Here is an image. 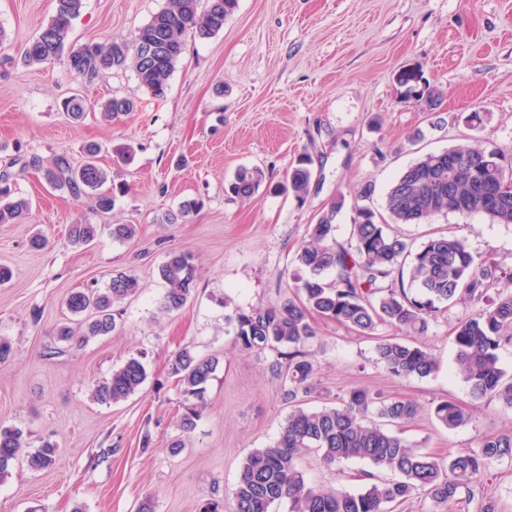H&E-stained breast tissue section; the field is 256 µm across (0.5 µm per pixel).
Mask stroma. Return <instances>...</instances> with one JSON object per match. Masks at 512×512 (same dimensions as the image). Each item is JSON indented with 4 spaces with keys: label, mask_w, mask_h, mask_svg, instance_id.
Returning a JSON list of instances; mask_svg holds the SVG:
<instances>
[{
    "label": "stroma",
    "mask_w": 512,
    "mask_h": 512,
    "mask_svg": "<svg viewBox=\"0 0 512 512\" xmlns=\"http://www.w3.org/2000/svg\"><path fill=\"white\" fill-rule=\"evenodd\" d=\"M165 0H84L73 20L71 45L125 40ZM55 11V0H0V175L32 210L0 224V264L13 271L0 287V336L12 353L0 362V424L21 428L30 448L57 446L52 469L20 466L0 482V512H198L215 498L234 512L232 489L244 457L272 445L290 408L269 364L273 352L240 351L227 315L274 304L293 293L296 252L310 224L332 203L338 244L351 247L355 197L365 183L372 208L384 212L386 194L421 156L461 144L512 150V0H238L219 33L186 34L182 59L164 98L139 84L132 69L94 81L59 62L22 59ZM416 73L436 106L407 97L398 77ZM79 94L86 110L71 121L65 98ZM130 97L134 112L104 121L99 102ZM472 112L482 124H466ZM98 143V164L119 186L111 211L89 197L51 188L44 171L56 155L73 162ZM131 145V161L117 146ZM313 178L304 201L278 192L300 154ZM257 167L264 180L248 200L232 198L226 183L240 167ZM201 201L178 224L164 223L181 201ZM96 224L87 246L72 245L69 228ZM111 224H133L135 238L112 239ZM411 249L443 233L464 242L476 261L512 273V224L482 214H438L425 224H396ZM46 249L30 246L34 232ZM186 250L197 267L196 294L176 313L161 309L158 268L171 250ZM138 281L137 292L113 309L116 328L88 342L64 341L72 320L63 304L75 290L106 288L113 274ZM479 306L445 304L421 341L438 359L425 378L390 377L377 361L375 341L336 322L314 319L308 349L319 391L307 408L338 405L354 387L383 398L416 402L404 427L413 446L445 457L478 449L488 436L512 433V410L487 397L476 401L454 369L453 329ZM194 346L220 364L206 393L207 407L190 435L178 419L182 398L168 376L169 359ZM142 356L148 378L123 402L94 401V384L130 356ZM450 399L470 417L448 429L432 409ZM185 446L171 455L169 443ZM364 465L325 466L316 453L302 460L313 485L359 488ZM512 512V460L493 462L473 497L438 504L419 492L394 512Z\"/></svg>",
    "instance_id": "1"
}]
</instances>
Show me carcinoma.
<instances>
[{"instance_id":"cac0c4a2","label":"carcinoma","mask_w":512,"mask_h":512,"mask_svg":"<svg viewBox=\"0 0 512 512\" xmlns=\"http://www.w3.org/2000/svg\"><path fill=\"white\" fill-rule=\"evenodd\" d=\"M199 0H165L164 6L137 30L128 41L108 45L89 42L68 47L72 20L80 13L83 0H56L55 14L26 46L29 64L62 61L66 68L92 81L112 69L133 68L140 86L154 98L166 95L168 80L178 66L183 51L182 36L192 28L201 38H209L224 28L238 0H209L197 15ZM103 118L110 122L135 111L130 98L112 97L101 104ZM101 147L85 148L87 161L76 167L59 155L45 178L57 189L75 197L91 195L96 209H112L113 192L103 190L108 172L96 163ZM311 160L301 154L292 163L284 190L298 201L307 196L312 180ZM512 153L498 147L458 145L437 153H427L403 170L387 192L385 209L395 224H421L440 213L454 212L460 200L473 212L484 207L482 188L507 177ZM263 172L257 167L238 169L228 181L226 192L246 200L261 185ZM453 195H448V185ZM375 187L362 186L354 205L352 224L354 246L346 249L334 237L336 215L342 203L322 212L297 251V265L306 276L299 279L294 296L263 309L238 311L227 318L233 325L234 341L243 352L272 351L276 358L270 369L282 378L283 397L291 410L277 442L256 448L242 461L232 494L236 512H271V506L286 502L289 512H391L422 490L435 502L446 504L468 491L488 464L512 459V434L482 440L476 450H463L446 458L437 457L407 444L394 428L411 422L418 406L404 399H381L366 388L346 392L336 407L307 409L306 397L316 391V366L307 350L315 336L313 317L333 320L362 335L378 327L409 328L419 335L428 331L439 305L449 302L483 300L490 283L501 279L494 264L477 262L464 243L448 235L428 238L416 252L389 231V225L364 201ZM201 207L195 199L183 201L165 215L168 224L186 220ZM29 210L23 198H11L8 177L0 176V224H11ZM494 221L512 224V195L485 211ZM97 233L94 224H73L69 236L75 244L91 242ZM410 262L408 282L393 283V275H403ZM164 295L161 309L170 314L185 308L196 287L193 256L172 250L159 267ZM136 281L125 273L112 277L103 291H75L66 299L73 314L92 313L83 323L87 339L115 330L112 307L131 296ZM456 374L471 396L492 395L503 407L512 409V377L499 365L498 351L512 344V290L504 289L485 307L459 318L454 330ZM377 360L396 378L427 377L434 373L436 357L414 340L397 336L377 338ZM220 364L215 355L203 356L184 346L169 363V375L183 398L179 427L191 433L206 406L209 382ZM147 379V368L138 357L127 359L112 375L92 389L101 404H116L133 395ZM387 422L375 423L370 413ZM436 420L447 428H457L468 413L457 403L444 400L432 409ZM314 450L321 462L333 467L348 461H362L372 470L358 474L363 485L354 491L344 488L312 487L307 484L300 461ZM56 447L44 443L31 451L21 429L0 425V482L15 466L24 464L33 471L54 466ZM398 475L380 480L375 471Z\"/></svg>"}]
</instances>
